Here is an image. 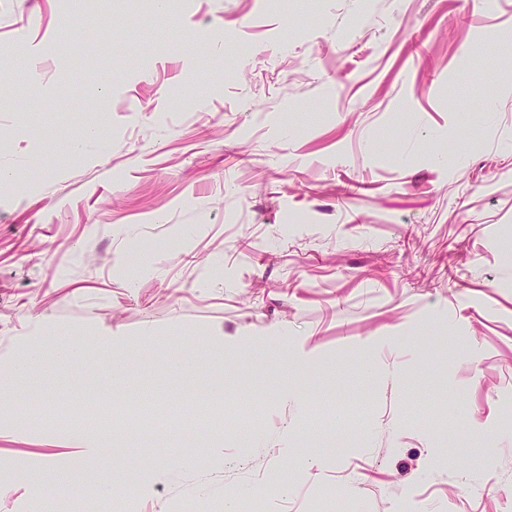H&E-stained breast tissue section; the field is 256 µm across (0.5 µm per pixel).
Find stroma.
Listing matches in <instances>:
<instances>
[{
    "label": "stroma",
    "mask_w": 512,
    "mask_h": 512,
    "mask_svg": "<svg viewBox=\"0 0 512 512\" xmlns=\"http://www.w3.org/2000/svg\"><path fill=\"white\" fill-rule=\"evenodd\" d=\"M66 4L0 0V366L84 348L0 376V512L58 471L106 512H512V0H174L74 40ZM89 113L110 151L63 154ZM186 387L266 396L260 447ZM107 392L180 434L70 446L54 407Z\"/></svg>",
    "instance_id": "stroma-1"
}]
</instances>
